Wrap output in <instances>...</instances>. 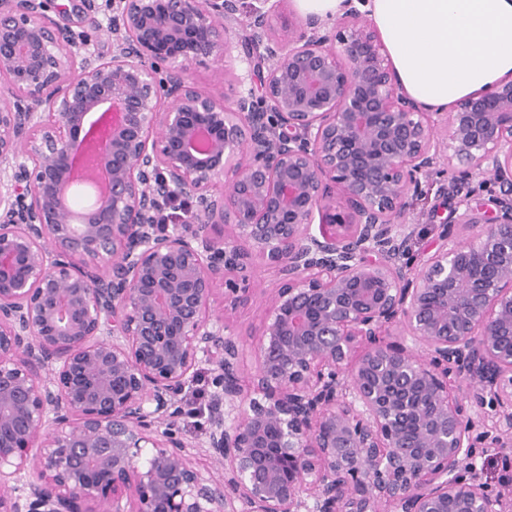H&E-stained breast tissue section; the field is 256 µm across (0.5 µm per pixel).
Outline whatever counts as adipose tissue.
I'll return each instance as SVG.
<instances>
[{
  "mask_svg": "<svg viewBox=\"0 0 512 512\" xmlns=\"http://www.w3.org/2000/svg\"><path fill=\"white\" fill-rule=\"evenodd\" d=\"M401 88L442 110L512 74V0H368Z\"/></svg>",
  "mask_w": 512,
  "mask_h": 512,
  "instance_id": "ef3b65f1",
  "label": "adipose tissue"
}]
</instances>
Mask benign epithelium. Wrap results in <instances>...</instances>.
Wrapping results in <instances>:
<instances>
[{
    "mask_svg": "<svg viewBox=\"0 0 512 512\" xmlns=\"http://www.w3.org/2000/svg\"><path fill=\"white\" fill-rule=\"evenodd\" d=\"M79 2L111 54L0 0V512H512L474 462L512 447V76L424 107L365 0L331 28L286 0ZM234 49L262 97L191 79ZM89 127L107 147L78 162ZM77 165L108 181L80 210ZM434 173L455 205L418 260L402 218ZM257 261L279 287L246 389L215 302ZM202 357L220 477L176 426ZM463 377L495 411L476 437Z\"/></svg>",
    "mask_w": 512,
    "mask_h": 512,
    "instance_id": "1",
    "label": "benign epithelium"
}]
</instances>
